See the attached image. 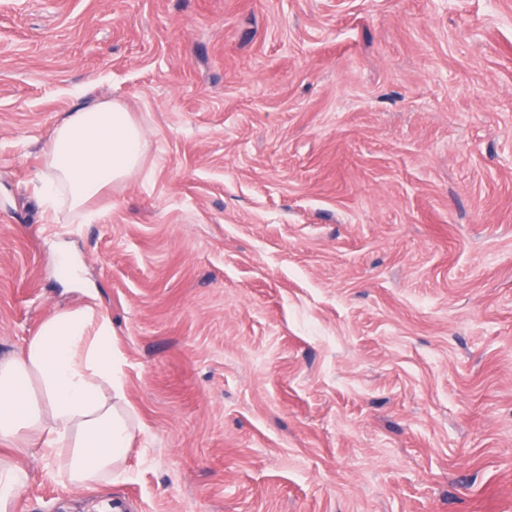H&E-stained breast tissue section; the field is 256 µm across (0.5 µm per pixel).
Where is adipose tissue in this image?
Returning a JSON list of instances; mask_svg holds the SVG:
<instances>
[{"label": "adipose tissue", "instance_id": "ef3b65f1", "mask_svg": "<svg viewBox=\"0 0 512 512\" xmlns=\"http://www.w3.org/2000/svg\"><path fill=\"white\" fill-rule=\"evenodd\" d=\"M143 144L142 127L121 103L77 105L50 135L48 203L82 212L139 168ZM112 338L110 316L86 305L57 311L19 353L0 358V444L38 452L81 491L123 475L137 433Z\"/></svg>", "mask_w": 512, "mask_h": 512}]
</instances>
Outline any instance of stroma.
Returning a JSON list of instances; mask_svg holds the SVG:
<instances>
[{
  "instance_id": "1",
  "label": "stroma",
  "mask_w": 512,
  "mask_h": 512,
  "mask_svg": "<svg viewBox=\"0 0 512 512\" xmlns=\"http://www.w3.org/2000/svg\"><path fill=\"white\" fill-rule=\"evenodd\" d=\"M89 99L145 144L76 224ZM86 304L125 476L11 512H512V0H0V357ZM144 132L119 102L77 105L55 125L45 153L42 189L57 212L80 213L112 183L140 166Z\"/></svg>"
}]
</instances>
